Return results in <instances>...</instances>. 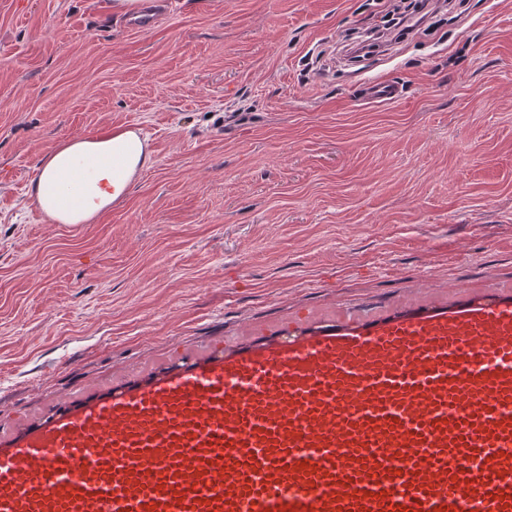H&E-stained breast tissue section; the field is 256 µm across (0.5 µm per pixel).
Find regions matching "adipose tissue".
I'll return each instance as SVG.
<instances>
[{"label": "adipose tissue", "mask_w": 512, "mask_h": 512, "mask_svg": "<svg viewBox=\"0 0 512 512\" xmlns=\"http://www.w3.org/2000/svg\"><path fill=\"white\" fill-rule=\"evenodd\" d=\"M150 163L151 150L135 130L73 136L43 157L29 197L54 223L87 224L125 198Z\"/></svg>", "instance_id": "adipose-tissue-1"}]
</instances>
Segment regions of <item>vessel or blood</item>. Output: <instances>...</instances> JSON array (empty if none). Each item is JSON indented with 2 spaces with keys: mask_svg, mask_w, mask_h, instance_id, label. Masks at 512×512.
I'll return each mask as SVG.
<instances>
[{
  "mask_svg": "<svg viewBox=\"0 0 512 512\" xmlns=\"http://www.w3.org/2000/svg\"><path fill=\"white\" fill-rule=\"evenodd\" d=\"M0 512H512V300L299 327L83 399L0 436Z\"/></svg>",
  "mask_w": 512,
  "mask_h": 512,
  "instance_id": "b4317fda",
  "label": "vessel or blood"
}]
</instances>
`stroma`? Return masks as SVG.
<instances>
[{
	"instance_id": "obj_1",
	"label": "stroma",
	"mask_w": 512,
	"mask_h": 512,
	"mask_svg": "<svg viewBox=\"0 0 512 512\" xmlns=\"http://www.w3.org/2000/svg\"><path fill=\"white\" fill-rule=\"evenodd\" d=\"M112 2L0 0V426L250 326L512 294V0H452L358 64L337 49L392 0H181L145 31ZM117 128L152 165L51 223L41 156ZM362 99L370 102H393L402 95V88L397 82L389 80H372L363 84Z\"/></svg>"
}]
</instances>
